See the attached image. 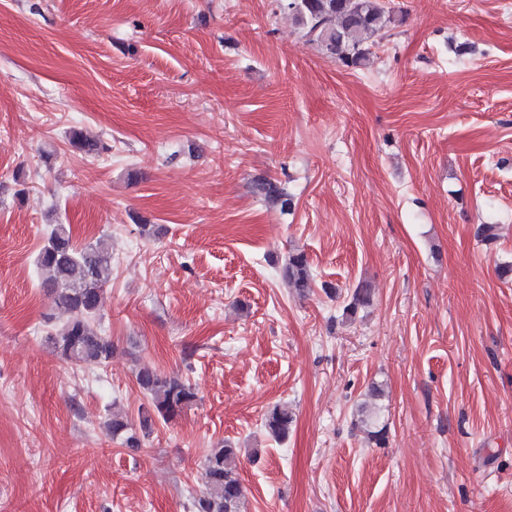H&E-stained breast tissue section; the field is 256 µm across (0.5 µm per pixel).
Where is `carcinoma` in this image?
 Segmentation results:
<instances>
[{
	"label": "carcinoma",
	"instance_id": "carcinoma-1",
	"mask_svg": "<svg viewBox=\"0 0 512 512\" xmlns=\"http://www.w3.org/2000/svg\"><path fill=\"white\" fill-rule=\"evenodd\" d=\"M306 41L347 65H358L369 54L368 42L384 36L392 23L391 12L382 0H288L286 4ZM75 147L98 155L104 147L80 131L73 132ZM36 265L44 288L53 296L59 313L66 319L48 336L51 347L66 360L105 364L112 357V342L95 324L104 294L112 280V255L106 242L98 239L82 247L73 241L67 224H53L40 248ZM288 285L298 292L310 287L311 273L304 253L296 252L286 266ZM137 380L149 397L142 411L140 429L121 414H112L106 427L112 437L127 448L141 447L138 432L148 433L153 417L167 422L191 406L195 389L178 377L160 376L149 368L137 373ZM293 422L288 407L276 405L265 415L264 428L276 440L288 436ZM359 424L373 442L387 441V424L380 422L375 406L360 407ZM237 449L229 444L214 448L205 457L208 492L193 499V512H241L243 487L236 472Z\"/></svg>",
	"mask_w": 512,
	"mask_h": 512
}]
</instances>
